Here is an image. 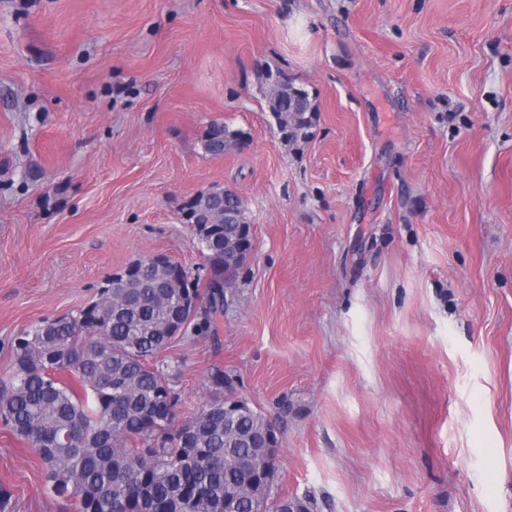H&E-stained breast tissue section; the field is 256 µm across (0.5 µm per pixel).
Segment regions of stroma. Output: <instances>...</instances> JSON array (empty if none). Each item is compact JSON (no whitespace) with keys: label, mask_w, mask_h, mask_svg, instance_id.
I'll list each match as a JSON object with an SVG mask.
<instances>
[{"label":"stroma","mask_w":512,"mask_h":512,"mask_svg":"<svg viewBox=\"0 0 512 512\" xmlns=\"http://www.w3.org/2000/svg\"><path fill=\"white\" fill-rule=\"evenodd\" d=\"M305 90L284 144L268 75ZM249 139L212 156L211 123ZM250 259L161 363L185 419L220 365L312 512H512V0H0V377L21 330L131 262ZM13 512H70L0 423ZM209 197V204L213 209V220L212 223H219L221 216V210L225 205L238 206L242 203L240 197L232 191L228 190V195L224 200V189L221 187H214L206 192Z\"/></svg>","instance_id":"stroma-1"}]
</instances>
